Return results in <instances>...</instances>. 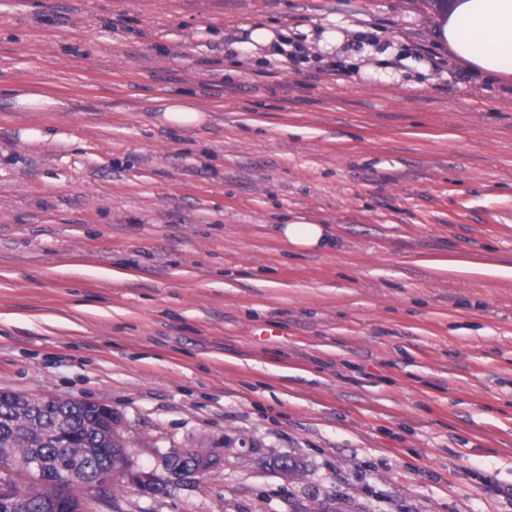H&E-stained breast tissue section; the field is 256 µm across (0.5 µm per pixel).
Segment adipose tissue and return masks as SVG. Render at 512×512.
<instances>
[{
	"label": "adipose tissue",
	"mask_w": 512,
	"mask_h": 512,
	"mask_svg": "<svg viewBox=\"0 0 512 512\" xmlns=\"http://www.w3.org/2000/svg\"><path fill=\"white\" fill-rule=\"evenodd\" d=\"M454 52L491 74H512V0H463L443 27ZM291 246L305 249L328 245L324 226L295 215L280 228Z\"/></svg>",
	"instance_id": "ef3b65f1"
}]
</instances>
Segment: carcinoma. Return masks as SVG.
<instances>
[{
  "instance_id": "1",
  "label": "carcinoma",
  "mask_w": 512,
  "mask_h": 512,
  "mask_svg": "<svg viewBox=\"0 0 512 512\" xmlns=\"http://www.w3.org/2000/svg\"><path fill=\"white\" fill-rule=\"evenodd\" d=\"M25 396L14 394L0 398V448H13V456L0 455V482L11 486L9 501L0 502V512H58L53 503V491L61 488L64 468L79 459L84 464V477L93 479L113 466L112 449L125 447L117 436L99 430L100 418L93 407L75 408L56 399L37 408L36 418L20 412ZM64 419L72 429V439L62 444L39 434L38 425L50 426ZM36 455L45 466L36 479L21 487L13 476L20 461ZM265 464L285 480L304 476L305 466L296 459L283 462L278 455L265 459Z\"/></svg>"
}]
</instances>
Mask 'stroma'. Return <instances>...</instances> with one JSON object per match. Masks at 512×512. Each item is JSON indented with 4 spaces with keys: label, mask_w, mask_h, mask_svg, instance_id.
Here are the masks:
<instances>
[{
    "label": "stroma",
    "mask_w": 512,
    "mask_h": 512,
    "mask_svg": "<svg viewBox=\"0 0 512 512\" xmlns=\"http://www.w3.org/2000/svg\"><path fill=\"white\" fill-rule=\"evenodd\" d=\"M448 19L0 0V390L111 406L141 471L221 457L89 512H512V74ZM296 214L334 246L286 243ZM158 112L163 113V117L174 125H185L199 122L203 114L187 104L169 103L163 101L158 108ZM265 464L272 471L281 475L285 480L292 481L301 479L305 473V466L296 459H289L287 464H284L279 455H271L265 459ZM286 465L287 469L284 470L283 466Z\"/></svg>",
    "instance_id": "obj_1"
}]
</instances>
